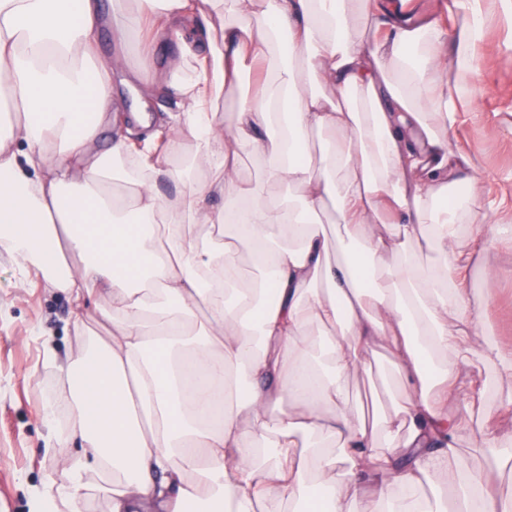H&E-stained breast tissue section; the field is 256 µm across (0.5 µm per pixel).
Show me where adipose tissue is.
Instances as JSON below:
<instances>
[{
    "label": "adipose tissue",
    "mask_w": 512,
    "mask_h": 512,
    "mask_svg": "<svg viewBox=\"0 0 512 512\" xmlns=\"http://www.w3.org/2000/svg\"><path fill=\"white\" fill-rule=\"evenodd\" d=\"M482 4L455 0L448 29L435 18L386 26L385 0H112L107 14L98 0H0V92L16 107L0 114V251L20 281L40 276L76 307L112 293L107 338L65 372L58 443L80 439L86 453L47 476L39 512H72L92 466L122 476L112 512H448L440 497L413 498L424 483L459 484L457 512H512L511 489L453 468L467 436L512 469V435L457 405L473 355L512 386V355L471 341L479 312L465 282L481 237L461 240L458 226L487 214L449 144V76L472 72ZM104 26L123 46L176 44L164 67L142 52L121 83L143 99L181 93L196 146L187 167L124 168L122 145L97 147L113 103L114 68L97 54ZM246 67L263 79L228 134L217 101ZM313 130L332 134L316 153ZM247 151L292 196L266 201L238 181ZM205 166L212 177L195 178ZM165 173L184 184L176 198L155 188ZM228 184L230 202L206 204ZM330 203L347 239L335 261L315 229ZM413 243L440 264L409 259ZM245 252L260 288L240 284ZM202 303L211 317L200 324ZM315 323L327 332L320 360L306 349ZM380 350L404 395L369 421L349 379ZM286 399L297 410H279ZM307 437L318 446L301 447Z\"/></svg>",
    "instance_id": "1"
}]
</instances>
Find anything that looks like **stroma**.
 Here are the masks:
<instances>
[{
    "mask_svg": "<svg viewBox=\"0 0 512 512\" xmlns=\"http://www.w3.org/2000/svg\"><path fill=\"white\" fill-rule=\"evenodd\" d=\"M482 41L473 50L474 76L460 79L469 109L461 113L451 147L479 165L483 199L499 200L488 224L480 260L466 286L483 313L474 328L476 349L491 345L512 351V198L500 197L512 185V0H489ZM112 296L101 292L82 313L71 310L66 294L38 284L21 287L12 258L0 252V512H34L35 499L47 490L46 477L60 466L63 451L51 436L42 409L66 392L61 367L67 366L83 340L105 337L102 318ZM377 356L371 373L350 379L351 393L366 417L391 412L399 391L384 392L380 373L388 369ZM463 385L479 382L480 397L464 393L475 421L493 418L499 431L512 432V416L500 415L501 401L512 387L498 382L495 367L477 359L461 370ZM112 475L90 470L76 496L78 512H110Z\"/></svg>",
    "mask_w": 512,
    "mask_h": 512,
    "instance_id": "1",
    "label": "stroma"
}]
</instances>
